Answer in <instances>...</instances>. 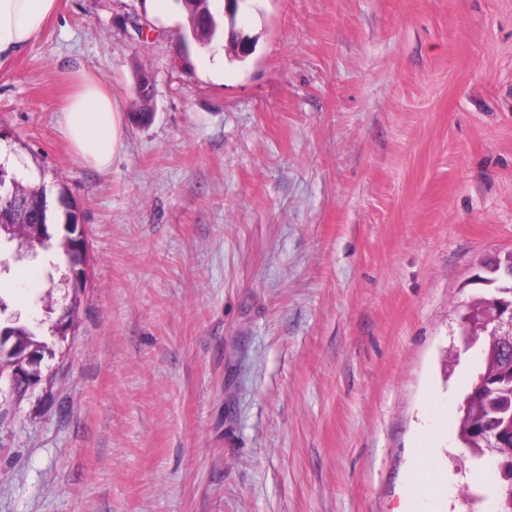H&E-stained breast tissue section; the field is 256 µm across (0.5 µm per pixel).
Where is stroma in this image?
<instances>
[{"label":"stroma","mask_w":512,"mask_h":512,"mask_svg":"<svg viewBox=\"0 0 512 512\" xmlns=\"http://www.w3.org/2000/svg\"><path fill=\"white\" fill-rule=\"evenodd\" d=\"M184 24L58 0L0 68V165L87 251L80 289L4 253L48 351L0 402V512H492L458 320L512 252V0H249L216 69ZM80 68L124 117L104 171L57 125Z\"/></svg>","instance_id":"obj_1"}]
</instances>
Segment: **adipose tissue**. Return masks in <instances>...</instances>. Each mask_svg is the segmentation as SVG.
I'll return each instance as SVG.
<instances>
[{
    "instance_id": "1",
    "label": "adipose tissue",
    "mask_w": 512,
    "mask_h": 512,
    "mask_svg": "<svg viewBox=\"0 0 512 512\" xmlns=\"http://www.w3.org/2000/svg\"><path fill=\"white\" fill-rule=\"evenodd\" d=\"M56 0H0V67L42 35ZM121 112L111 91L80 70L63 105L59 130L83 164L106 170L118 147Z\"/></svg>"
}]
</instances>
